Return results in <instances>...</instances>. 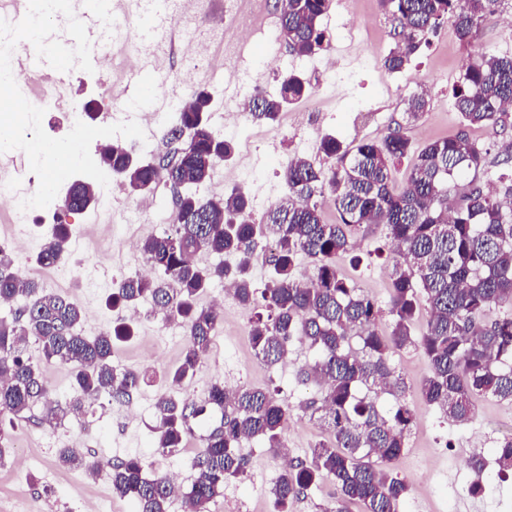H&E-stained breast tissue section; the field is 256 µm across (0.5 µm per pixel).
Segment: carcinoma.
<instances>
[{"mask_svg": "<svg viewBox=\"0 0 512 512\" xmlns=\"http://www.w3.org/2000/svg\"><path fill=\"white\" fill-rule=\"evenodd\" d=\"M331 2H281V33L294 53L311 55L323 48L326 35L320 22ZM502 2L380 0L395 40L383 67L404 70L448 17L459 41L474 44L483 20ZM311 93L305 78L289 73L275 93L257 89L251 119L273 123L287 106ZM453 97L463 130L418 152L399 128L352 149L332 135L324 136L320 152L336 163L325 168L303 157L289 160L282 171L288 198L270 205L263 224L251 221L248 197L237 187L212 196L195 191L234 153L233 142L215 136L201 116L210 110L206 90L194 92L162 135L167 141L185 140L174 162L136 157L118 142L101 153V164L131 196L151 191L161 179L190 187L178 200L171 230L140 244L156 275L124 276L112 283L105 300L109 310L149 303L152 313L184 330L181 356L167 372L168 389L154 402L158 453L177 452L193 436L192 422L220 414L191 459L195 476L182 494L185 512H208L209 504L224 495V486L244 476L248 460L238 451L243 440H260L275 457L286 451L290 407L273 392L229 389L215 380L201 400L181 396L224 322L223 314L202 302L216 283L232 284V296L242 306L266 311L249 326L252 346L265 365L287 361L296 344L315 352L300 376L321 386L305 409L317 416L325 436L306 458L282 468L268 488L275 512H288L298 496L328 478L335 481L338 494L325 512H351L353 506L359 512H398L409 484L385 471L383 464L402 454L415 424V412L391 366V356L399 350L414 347L426 357L428 373L417 393L424 404L456 424L473 419L479 396L512 400V312L486 321L491 306L512 308V169H507L512 148L496 161L506 169L498 176L497 190L490 191L479 179L490 166V150L466 132L479 127L496 133L512 126V114L503 107L512 101V57L479 53L455 84ZM409 154L413 164L398 188L392 169ZM462 178L467 184L458 194ZM326 191L340 215L338 224L324 220L316 200ZM96 201L89 184L78 182L67 192L63 207L84 211ZM371 224L382 225L396 246L384 309L336 268V257L353 249L361 228ZM71 234L69 224L52 225L34 254L36 264L55 268L66 262ZM263 241L272 244L270 273L264 287L257 288L252 267ZM199 254L218 261L201 266L194 262ZM302 256L312 263L310 279L298 271ZM3 300L12 301V308L0 315L1 415L23 418L41 406L40 423L54 427L102 396L130 401L145 380L112 364L116 347L134 335L133 323L114 321L95 336L83 335L82 306L26 277L8 246L0 243ZM423 311L428 318L415 336L412 328ZM385 315L388 331L379 327ZM31 341L38 346L37 360L27 355ZM51 365L68 369L69 394L63 402L51 397L44 376V368ZM383 392L394 397L387 410L377 404ZM57 463L92 480L99 475L97 458L76 448L59 449ZM494 464L500 475L512 472V437L502 441ZM110 482L112 495L132 498L137 512H168L175 491L166 471L139 456L113 462Z\"/></svg>", "mask_w": 512, "mask_h": 512, "instance_id": "1", "label": "carcinoma"}]
</instances>
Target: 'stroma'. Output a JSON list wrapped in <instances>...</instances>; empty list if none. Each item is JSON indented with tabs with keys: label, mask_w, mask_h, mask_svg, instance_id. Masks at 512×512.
<instances>
[{
	"label": "stroma",
	"mask_w": 512,
	"mask_h": 512,
	"mask_svg": "<svg viewBox=\"0 0 512 512\" xmlns=\"http://www.w3.org/2000/svg\"><path fill=\"white\" fill-rule=\"evenodd\" d=\"M236 8L249 15L256 31L248 42V72L265 90L274 91L282 77L291 72L313 76L319 56H301L286 47L276 0H267L261 12L254 11L248 0H238ZM352 21L362 28L366 49L360 54L355 52L346 29ZM321 27L327 35L324 53L335 55L345 74L322 89L318 126L311 129L303 125L306 104L302 101L290 105L276 123L244 121V138L259 148L254 173L232 183L226 181L225 167L220 164L202 189L203 194L219 195L235 186L241 188L252 202L254 222H262L269 205L287 195L282 168L290 158L299 156L326 164V157L318 151L324 135L354 145L363 140H381L399 127L418 149L435 139L455 135L461 117L453 106L452 88L466 66L480 51L512 55V6L508 4L484 20L471 47L458 41L451 21H444L430 44L399 73L387 72L381 66L394 39L378 0H333ZM238 71L237 57L226 56L219 45L212 48L204 63V87L212 95L209 124L219 137L226 133L224 115L233 102L229 81ZM123 84V76L112 67L98 65L92 77L60 80L57 90L74 105L90 106L94 124L109 125L117 110L113 91ZM424 84L430 88L427 107L418 120L407 122V103ZM94 190L99 198L110 199L112 225H105L95 207L81 212L58 207L45 213L35 209L25 218L35 231L27 241L18 243L10 221L0 222V236L9 239L12 257L23 270L31 265L40 239L52 225H72L69 261L59 268L41 270L38 279L46 289L65 294L83 306L82 330L87 336L96 335L108 319L101 302L112 283L137 273L144 264L141 252L126 246V237L163 233L176 196L171 184L157 183L151 192L154 208L148 213L137 199L116 191L114 186L98 184ZM356 242L353 254L338 258L336 266L364 294L385 304L393 264L385 231L377 226L361 229ZM251 316V310L225 298L224 323L183 393L203 397L208 384L217 378L230 388L247 385L277 390L280 398L294 408L285 430L288 455L305 458L321 432L315 420L297 409L301 401L314 395L313 387L301 384L297 373L314 353L298 347L286 363L265 366L252 350L248 334ZM184 341L181 327L145 316L138 324L137 336L121 344L113 359L118 369L152 377L151 383L141 385L131 405L115 402L102 408L93 406L84 419L70 416L54 428L40 424L35 412L24 420L0 422V446L10 450L0 463V512H29L33 507L39 512H88L92 505L97 512H136L134 501L113 497L109 481L112 461L130 455L178 474L181 484H188L193 477L189 460L202 447L199 437L190 438L185 448L164 457L156 453L151 432L159 380L176 364ZM392 363L408 385L406 400L416 413L407 447L391 465L392 471L410 485L399 512H512V475L495 479L482 495L473 497L468 493L477 478L472 459L492 462L499 441L512 436V403L492 397L478 399L475 418L463 425L454 424L436 408L422 403L415 392L428 371L420 351L404 349L394 355ZM68 446L83 447L102 461L97 479L89 480L79 471L58 466L56 453ZM241 452L249 461L246 474L225 485L223 497L210 504L209 512H273L267 490L280 472L279 462L256 441L244 443Z\"/></svg>",
	"instance_id": "35a3bbf8"
}]
</instances>
